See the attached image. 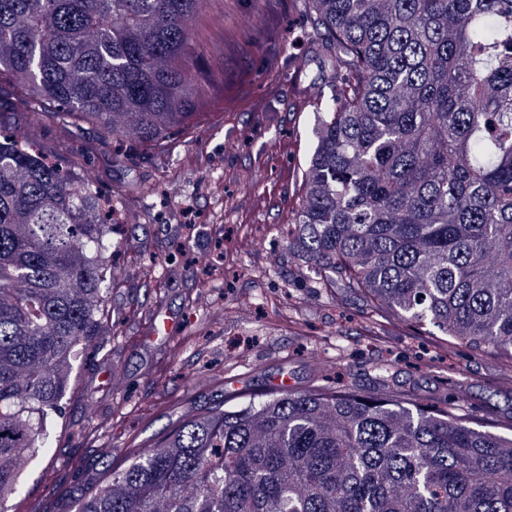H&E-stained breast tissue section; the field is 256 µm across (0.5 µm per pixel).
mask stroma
I'll use <instances>...</instances> for the list:
<instances>
[{"label":"stroma","mask_w":512,"mask_h":512,"mask_svg":"<svg viewBox=\"0 0 512 512\" xmlns=\"http://www.w3.org/2000/svg\"><path fill=\"white\" fill-rule=\"evenodd\" d=\"M191 28L202 51L195 112L162 146L57 118L9 75L0 132L27 135L118 207L106 333L76 364L54 460L25 467L10 512H73L75 496L124 468L201 408L287 382L396 393L454 408L512 437V363L318 280L288 250L305 193L324 69L299 0H208ZM179 320L167 338L156 320ZM387 365L381 378L377 364ZM117 368L120 383L104 371Z\"/></svg>","instance_id":"stroma-1"}]
</instances>
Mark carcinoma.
Masks as SVG:
<instances>
[{"label": "carcinoma", "instance_id": "carcinoma-1", "mask_svg": "<svg viewBox=\"0 0 512 512\" xmlns=\"http://www.w3.org/2000/svg\"><path fill=\"white\" fill-rule=\"evenodd\" d=\"M206 0H0V72L155 142L201 94ZM325 37L288 247L316 276L512 358V0H304ZM94 185L0 141V506L53 457L116 243ZM74 512H512V439L389 395L268 390L133 451Z\"/></svg>", "mask_w": 512, "mask_h": 512}]
</instances>
